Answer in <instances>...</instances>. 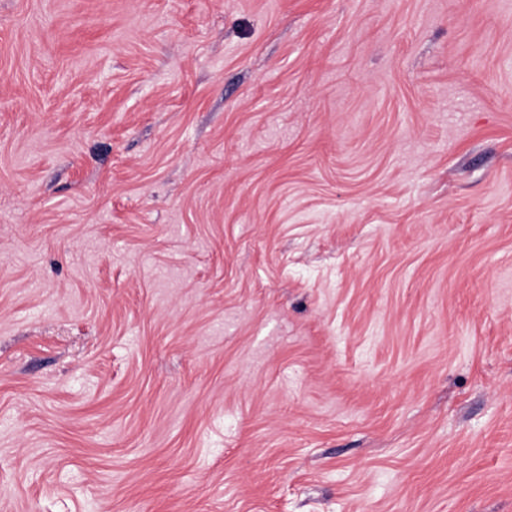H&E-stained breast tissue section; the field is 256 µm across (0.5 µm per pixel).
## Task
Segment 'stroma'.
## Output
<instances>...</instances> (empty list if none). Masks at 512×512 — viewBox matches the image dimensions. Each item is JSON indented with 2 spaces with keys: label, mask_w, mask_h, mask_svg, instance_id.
I'll return each mask as SVG.
<instances>
[{
  "label": "stroma",
  "mask_w": 512,
  "mask_h": 512,
  "mask_svg": "<svg viewBox=\"0 0 512 512\" xmlns=\"http://www.w3.org/2000/svg\"><path fill=\"white\" fill-rule=\"evenodd\" d=\"M0 512H512V0H0Z\"/></svg>",
  "instance_id": "1"
}]
</instances>
